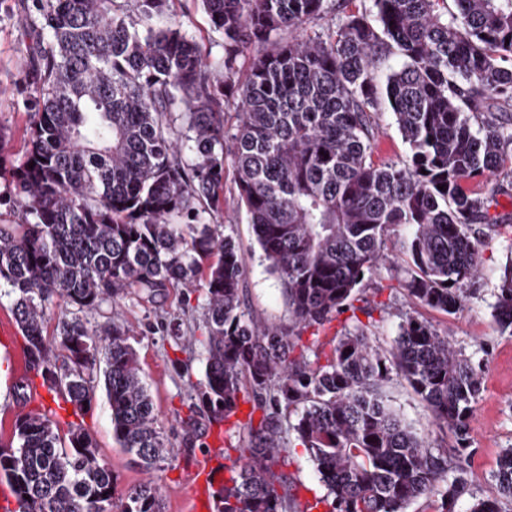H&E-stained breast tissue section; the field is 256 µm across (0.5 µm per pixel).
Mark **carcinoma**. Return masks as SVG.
I'll return each mask as SVG.
<instances>
[{
  "label": "carcinoma",
  "instance_id": "carcinoma-1",
  "mask_svg": "<svg viewBox=\"0 0 512 512\" xmlns=\"http://www.w3.org/2000/svg\"><path fill=\"white\" fill-rule=\"evenodd\" d=\"M169 0H14L29 26L25 159L0 176L14 185L19 220L0 224V297L12 299L24 354L42 386L92 407L104 386L112 437L149 475L117 495V478L81 422L59 435L46 407L0 446V481L18 512H165L155 471L177 467L125 329L100 332L81 314L121 294L152 301L204 275V378L181 420L196 444L197 417L227 420L238 453L214 512H298L282 471L295 440L327 494V512H406L422 497L456 512L469 492L473 406L483 371L427 320L404 313L389 350L375 344L384 305L363 284L386 261L385 240L407 231L406 277L415 303L454 315L479 274L475 224L495 195L467 183L501 172L512 149V0H372L374 20L345 14L327 32L304 25L328 0H200L224 35L209 59L168 16ZM299 35L284 39L282 32ZM256 44L242 85L239 59ZM400 59L380 76L378 65ZM409 147L402 164L372 159L379 84ZM233 104L237 122L224 125ZM488 112L479 127L467 112ZM231 160L239 200L291 314L262 324L243 303L245 259L207 215L224 206ZM500 333L512 335V264L495 294ZM61 309L59 343L44 336ZM346 318L325 342L320 333ZM397 375L425 402L452 452L432 445L385 401ZM260 413L254 418V413ZM499 497L512 500V448L499 456Z\"/></svg>",
  "mask_w": 512,
  "mask_h": 512
}]
</instances>
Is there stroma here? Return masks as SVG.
Masks as SVG:
<instances>
[{"instance_id": "stroma-1", "label": "stroma", "mask_w": 512, "mask_h": 512, "mask_svg": "<svg viewBox=\"0 0 512 512\" xmlns=\"http://www.w3.org/2000/svg\"><path fill=\"white\" fill-rule=\"evenodd\" d=\"M172 9L184 24V29L211 56L223 52L224 38L215 32L198 0H173ZM28 30L17 16L0 17V154L13 162L25 155L24 134L28 121L23 97L14 86L21 66L25 63L24 47ZM378 135L373 159L378 163H403L409 147L402 139L392 112L382 110L376 117ZM238 190L232 164L224 166V207L212 212L209 222L220 233L233 235L246 258L243 298L247 309L260 322L286 324L288 305L280 282L269 273L261 257L245 208L237 204ZM479 237L481 276L474 284L463 312L454 316L411 302L394 285L404 277L406 264L401 261V230H392L387 247L397 255L396 264L380 268L366 287L375 293L386 310L373 334L382 348H391L398 334L400 315L416 313L431 321L439 331L448 333L456 347L474 359L483 361V390L474 406L471 420L470 496L462 497L457 512H468L471 496H493L497 493L494 473L503 449L512 447V335L500 333L493 318L492 305L506 266L512 264V223L486 226L474 225ZM205 290L172 286L156 303L144 302L128 294L102 305L88 314L90 325L108 328L112 324L128 327L130 342L136 349L144 370L145 381L159 413L161 426L174 445L182 443L181 420L189 414L187 405L194 386L203 376L204 349L198 338L204 331L203 313ZM180 323L183 336L191 345L175 346L162 328L165 320ZM24 339L12 312L9 298H0V440L10 441L17 416L40 411L50 405L52 397L46 388L26 397L17 391L24 378L34 377L23 352ZM388 404L418 431L429 434L433 445L452 447L451 434L433 426L424 403L408 384L393 378L383 388ZM84 427L98 444L100 453L110 462L117 477L118 492L139 484L146 478L130 461V456L112 438V426L105 396H97L91 409L82 418ZM195 465H179L159 473L165 512H189L187 498L194 479ZM287 474L296 484L299 502L322 497L326 489L307 451L292 448Z\"/></svg>"}]
</instances>
